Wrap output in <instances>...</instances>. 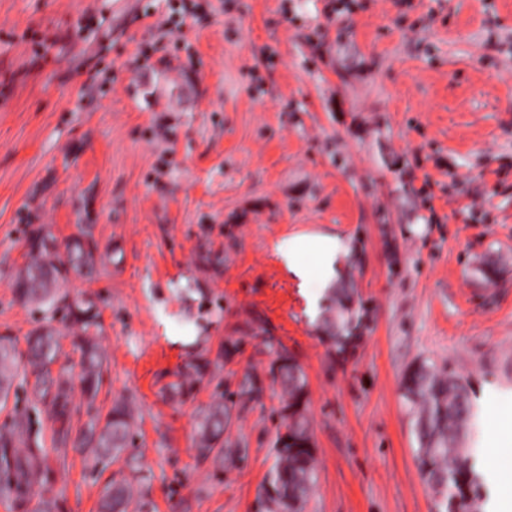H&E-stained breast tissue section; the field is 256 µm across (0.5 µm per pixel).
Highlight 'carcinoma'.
Returning <instances> with one entry per match:
<instances>
[{
  "label": "carcinoma",
  "instance_id": "cac0c4a2",
  "mask_svg": "<svg viewBox=\"0 0 512 512\" xmlns=\"http://www.w3.org/2000/svg\"><path fill=\"white\" fill-rule=\"evenodd\" d=\"M78 233L66 244V258H61L49 232L40 230L30 240L29 260L15 276V295L25 304L46 312L66 311L73 332L72 343L80 351L84 366L81 382L84 392L94 398L101 383L103 354L95 341L101 330L99 313L93 303L69 299L59 293L58 282L70 268L93 262L95 245L88 227L77 225ZM329 304L321 317L319 330L337 355L354 356L362 337L370 329L369 309L352 288L328 289ZM26 351H20L12 337L0 336V400L8 399L19 374L31 376L33 397L52 404L67 396L68 381L53 376L59 345L56 330L48 325L27 337ZM272 373L280 381L285 399L282 417L285 431L274 442L275 463L265 475L258 492L259 512H304L316 475L314 442L306 412L307 378L302 367L284 349L275 351ZM210 361L196 359L185 366L181 378L170 384L169 394L176 398L186 385L206 373ZM403 389L410 403L418 439L417 462L423 479L446 503V512H457L462 501L474 503L479 497V481L474 472L465 439L472 422L469 385L462 378L421 362L410 368L403 378ZM263 379L256 373L245 375L230 398L246 405L259 403L264 397ZM134 414L130 406L118 401L104 414L90 419L73 441L72 447L92 457L95 464L118 462L134 439ZM231 408L224 398L213 400L202 409L196 421L195 445L198 453L222 468L226 460H241L247 447L230 435ZM21 424L0 429V449L5 464L17 469L36 456L30 451L23 458L9 457L20 434ZM146 503L137 498L133 483L127 478L112 480L102 493L99 512H144Z\"/></svg>",
  "mask_w": 512,
  "mask_h": 512
}]
</instances>
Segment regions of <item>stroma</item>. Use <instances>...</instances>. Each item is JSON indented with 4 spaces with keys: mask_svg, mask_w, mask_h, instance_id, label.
Masks as SVG:
<instances>
[{
    "mask_svg": "<svg viewBox=\"0 0 512 512\" xmlns=\"http://www.w3.org/2000/svg\"><path fill=\"white\" fill-rule=\"evenodd\" d=\"M144 2L0 0V336L21 344L47 322L13 291L31 233L45 228L60 249L85 224L93 266L59 286L96 304L104 353L90 400L71 332L52 322L66 417L21 381L0 402V426L26 420L16 453L46 458L0 512H38L44 498L98 512L121 466H91L64 438L120 400L134 408L145 512H254L284 429L272 341L308 380L317 479L305 512H445L419 472L401 380L422 361L467 380L482 465L489 427L512 412V0L406 12L361 0L332 21L324 0H238L186 31L200 61L165 107V68L125 65L147 36ZM45 35L58 42L35 57ZM158 122L171 129L163 151ZM312 234L347 249L341 275L370 310L346 361L316 330L325 298L310 302L277 252ZM200 355L208 374L170 400ZM252 372L264 398L235 408L231 428L248 454L215 468L196 450L197 414Z\"/></svg>",
    "mask_w": 512,
    "mask_h": 512,
    "instance_id": "obj_1",
    "label": "stroma"
}]
</instances>
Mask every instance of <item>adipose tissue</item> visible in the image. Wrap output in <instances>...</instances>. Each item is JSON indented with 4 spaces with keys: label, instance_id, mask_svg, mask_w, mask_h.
<instances>
[{
    "label": "adipose tissue",
    "instance_id": "ef3b65f1",
    "mask_svg": "<svg viewBox=\"0 0 512 512\" xmlns=\"http://www.w3.org/2000/svg\"><path fill=\"white\" fill-rule=\"evenodd\" d=\"M277 251L284 260L289 271L300 281L301 286H308L314 277L329 281L335 266L341 265L343 254L336 238L326 235H307L291 237L281 241ZM315 254L322 261V272H315L307 261V254Z\"/></svg>",
    "mask_w": 512,
    "mask_h": 512
}]
</instances>
